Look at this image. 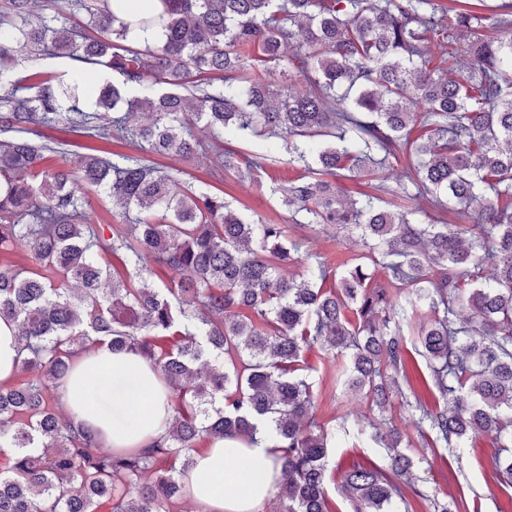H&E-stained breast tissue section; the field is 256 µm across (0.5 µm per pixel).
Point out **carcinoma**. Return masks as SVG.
<instances>
[{"label": "carcinoma", "instance_id": "cac0c4a2", "mask_svg": "<svg viewBox=\"0 0 512 512\" xmlns=\"http://www.w3.org/2000/svg\"><path fill=\"white\" fill-rule=\"evenodd\" d=\"M157 2L137 24L161 26L163 40L132 46L111 0H62L35 23L34 0H5L0 128L100 123L116 141L182 159L200 148V124L216 142L229 132L288 137L289 162L304 174L282 190L281 205L304 214V227L361 231L365 260L314 263L289 225L246 221L224 196L178 186L133 156L85 154L75 173L30 138L0 141V250L25 243L37 261L35 270L0 269V320L16 327L17 371L29 374L0 386V512H99L106 503L110 512H170L197 441L234 434L255 443L259 421L281 466L284 512H332L334 443L315 421L314 368L304 358L312 347L340 361L345 387L380 413L395 397L418 411L430 448L454 457L496 434L495 478L512 488V0L488 16L482 0ZM67 10L87 11L92 32L62 21ZM434 37L446 41L439 58ZM15 47L31 61L52 51L109 69L98 111L78 108L69 71L10 80ZM265 63L287 84L258 73ZM296 81L303 90L292 91ZM120 103L142 122L130 128L109 116ZM274 161L272 150L245 161L226 147L216 168L244 176ZM394 163L395 186L375 190L430 207L401 212L338 186L344 171ZM94 188L122 213L136 211L129 230L95 223ZM437 211L472 223L440 224ZM103 256L122 259L127 275H108ZM297 263L301 277L283 274ZM161 274L170 286L148 287ZM424 308L432 319H419ZM406 327L430 370L425 389L443 407L411 384ZM101 344L148 358L168 389L171 418L148 448L116 452L55 411L79 353ZM353 437L385 458L342 472L349 512H397L395 502L416 498L433 512H459L413 476L387 419L370 431L357 425Z\"/></svg>", "mask_w": 512, "mask_h": 512}]
</instances>
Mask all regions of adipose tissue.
Wrapping results in <instances>:
<instances>
[{
	"instance_id": "adipose-tissue-1",
	"label": "adipose tissue",
	"mask_w": 512,
	"mask_h": 512,
	"mask_svg": "<svg viewBox=\"0 0 512 512\" xmlns=\"http://www.w3.org/2000/svg\"><path fill=\"white\" fill-rule=\"evenodd\" d=\"M60 402L74 421L98 429L104 444L115 450L151 446L170 418L159 373L141 358L104 344L77 359ZM280 477L264 444L223 438L196 455L182 483L202 512H256Z\"/></svg>"
}]
</instances>
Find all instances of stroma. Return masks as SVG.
I'll list each match as a JSON object with an SVG mask.
<instances>
[{"label": "stroma", "instance_id": "35a3bbf8", "mask_svg": "<svg viewBox=\"0 0 512 512\" xmlns=\"http://www.w3.org/2000/svg\"><path fill=\"white\" fill-rule=\"evenodd\" d=\"M46 134L66 144L68 158L73 163L77 162L79 155L96 150L138 156L150 165L161 161L139 147L112 141L98 130L76 135L62 128H50ZM287 158V153H280L277 163L271 164L266 171L256 173L254 178L242 181L230 175L214 177V155L210 152L196 155L190 160L170 157L161 162L182 171L184 177L193 179L195 185L223 193L231 208L247 219L267 218L290 225L293 237L302 243V253L314 259L334 265L362 254L358 234L339 233L332 229L311 232L292 223L290 215L281 208L278 197L272 193L274 187L287 184L294 174ZM305 359L314 368L312 378L316 419L328 431H336L345 420L353 424L377 418V409L372 407L365 395L345 390L340 384L338 366L334 360L318 349L306 352ZM387 416L408 440V454L419 458L417 474L429 478L430 493L463 492L466 512H512V498L498 485L491 466V460L498 452V441L494 435H483L467 443L461 450L460 459L454 460L449 458L447 449L426 446L409 411L401 403H394ZM356 460L376 465L381 463L382 455L379 449L369 446L355 448L347 441L336 449L327 482L328 496L336 512H344L346 508L340 491L341 473Z\"/></svg>", "mask_w": 512, "mask_h": 512}]
</instances>
